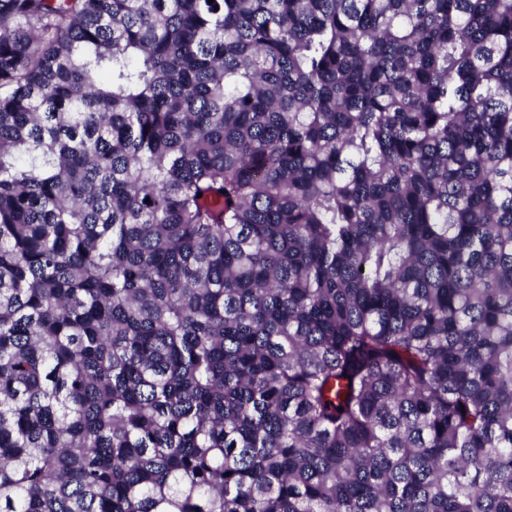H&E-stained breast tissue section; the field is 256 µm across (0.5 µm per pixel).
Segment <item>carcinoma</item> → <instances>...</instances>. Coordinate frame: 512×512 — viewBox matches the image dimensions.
Wrapping results in <instances>:
<instances>
[{"label": "carcinoma", "instance_id": "1", "mask_svg": "<svg viewBox=\"0 0 512 512\" xmlns=\"http://www.w3.org/2000/svg\"><path fill=\"white\" fill-rule=\"evenodd\" d=\"M0 512H512V0H0Z\"/></svg>", "mask_w": 512, "mask_h": 512}]
</instances>
